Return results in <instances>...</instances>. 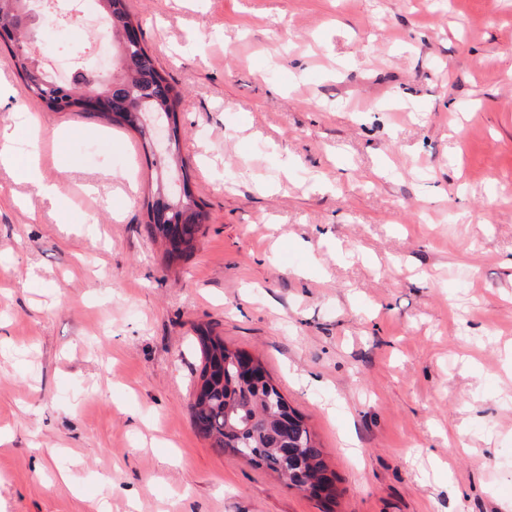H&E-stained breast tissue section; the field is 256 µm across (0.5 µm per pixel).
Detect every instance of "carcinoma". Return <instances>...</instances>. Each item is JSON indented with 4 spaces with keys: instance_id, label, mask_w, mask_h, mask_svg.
<instances>
[{
    "instance_id": "carcinoma-1",
    "label": "carcinoma",
    "mask_w": 512,
    "mask_h": 512,
    "mask_svg": "<svg viewBox=\"0 0 512 512\" xmlns=\"http://www.w3.org/2000/svg\"><path fill=\"white\" fill-rule=\"evenodd\" d=\"M21 0H0V31L8 33L4 45L6 59L22 79L28 91L37 96L52 112H84V87L91 84L98 92L109 91V86L96 76L82 75L74 82L59 86L42 74L35 63L28 31L12 25ZM100 10L110 21L112 48L118 60L120 75L115 83L123 86L129 98V107L120 112L101 113L107 124L124 127L149 141L151 127L147 116L176 119L185 91L172 84L156 67L153 57L141 43L124 38L131 24L139 21L130 13L127 0H99ZM179 139H174L171 151L160 156L159 165H179L185 182L190 176L181 164ZM169 214L170 223L146 222L149 235L162 242L169 240L173 230L184 236V246L165 249L164 256L173 260L191 252L197 233L201 232L209 215L190 188L175 203ZM201 353V368L194 387L192 417L197 433L210 441L211 447L222 452L230 449L258 467H264L283 478L297 489H317L324 485L335 487V475L326 464L322 448L302 416L292 408L266 372L254 376L241 372L236 366L241 350L224 344V338L209 330L199 331L197 337ZM296 422V442L301 445V460L284 470L279 466L278 444L272 435L280 419Z\"/></svg>"
}]
</instances>
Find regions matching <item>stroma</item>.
<instances>
[{"mask_svg": "<svg viewBox=\"0 0 512 512\" xmlns=\"http://www.w3.org/2000/svg\"><path fill=\"white\" fill-rule=\"evenodd\" d=\"M209 220L166 264L135 132L0 58V512H322L210 448L198 329L258 357L333 512L512 501V0H128ZM21 177L25 181L34 183L37 186L39 193L46 197L54 198L56 200L65 197V194L59 184L45 181L42 178L38 168V161L35 158L27 160L26 167L21 172Z\"/></svg>", "mask_w": 512, "mask_h": 512, "instance_id": "obj_1", "label": "stroma"}]
</instances>
